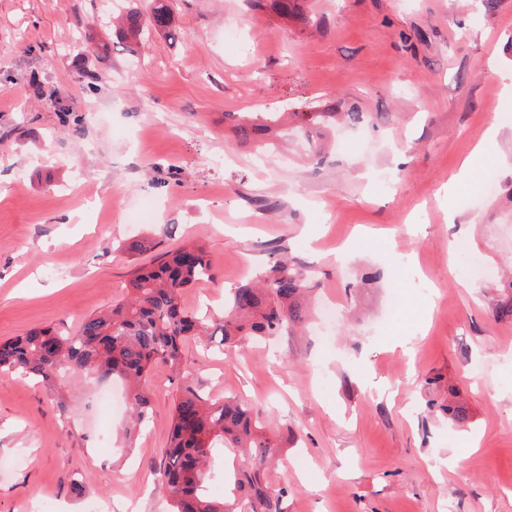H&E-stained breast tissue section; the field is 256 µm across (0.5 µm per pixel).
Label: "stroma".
<instances>
[{
    "label": "stroma",
    "mask_w": 512,
    "mask_h": 512,
    "mask_svg": "<svg viewBox=\"0 0 512 512\" xmlns=\"http://www.w3.org/2000/svg\"><path fill=\"white\" fill-rule=\"evenodd\" d=\"M307 11L304 26L246 0H182L175 36L140 49L112 0H0V340L77 330L185 241L216 277L183 304L219 314L281 248L313 265L314 311L338 308L331 342L314 322L223 353L192 342L183 362L283 436L267 479L288 483L284 512H512V321L494 314L497 279L461 278L452 254L463 241L493 268L512 259V121L496 111L512 104V0L490 15L482 0ZM78 44L93 48L80 69ZM353 107L367 123L333 128L319 165L256 162L227 119ZM65 108L88 116L79 139ZM493 125L498 159L445 197ZM135 239L152 249L129 251ZM178 386L153 368L151 418L129 437L92 404L94 378L0 373V512H170L158 468ZM431 400L464 403L467 421Z\"/></svg>",
    "instance_id": "1"
}]
</instances>
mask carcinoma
I'll return each instance as SVG.
<instances>
[{
  "mask_svg": "<svg viewBox=\"0 0 512 512\" xmlns=\"http://www.w3.org/2000/svg\"><path fill=\"white\" fill-rule=\"evenodd\" d=\"M269 8L284 19H307L302 0H271ZM173 0H129L121 15L120 32L141 43L144 25L167 32ZM240 143L273 146V138L288 136L284 125L306 137L307 159L321 162L324 147L314 134L340 120L349 127L364 123L365 113L246 112L231 115ZM266 268L253 283L230 289L224 315L187 311L182 295L202 279L214 278V264L200 244H182L164 253L156 264L139 269L126 285V295L104 312L85 318L75 334L39 327L0 343V372L22 373L51 384L63 372L101 382L120 377L127 382L132 435L152 412L146 378L156 364L181 376L172 409L171 430L159 466L160 484L172 512H283L288 489L265 481L279 443L263 432L261 412L234 397L213 398L196 377L183 370L182 348L189 338L207 336L217 346L259 340L304 327L310 317L306 296L317 288L310 266L269 252ZM495 314L512 320V279L501 284ZM429 407L458 423L468 419L462 406L429 402ZM231 448L245 456L246 469L233 474L231 497L220 502L206 494L212 479L209 461Z\"/></svg>",
  "mask_w": 512,
  "mask_h": 512,
  "instance_id": "1",
  "label": "carcinoma"
}]
</instances>
